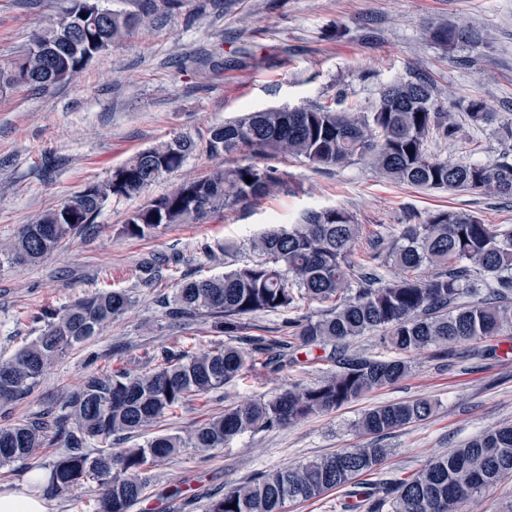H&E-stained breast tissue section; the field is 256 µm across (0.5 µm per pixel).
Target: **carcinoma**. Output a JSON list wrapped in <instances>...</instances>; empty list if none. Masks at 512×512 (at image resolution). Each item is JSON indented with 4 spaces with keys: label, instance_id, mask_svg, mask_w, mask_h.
Here are the masks:
<instances>
[{
    "label": "carcinoma",
    "instance_id": "cac0c4a2",
    "mask_svg": "<svg viewBox=\"0 0 512 512\" xmlns=\"http://www.w3.org/2000/svg\"><path fill=\"white\" fill-rule=\"evenodd\" d=\"M151 6L141 16L112 17L70 41L50 23L7 70L0 69V92L14 85H50L71 79L129 28L151 23ZM429 40L451 54L466 47L484 56L481 32L468 24L439 23ZM468 117L477 126L496 113L473 99ZM454 113L422 78L397 81L381 92L371 112L336 111L328 106L250 112L216 126L204 145L177 135L128 157L112 176L20 226L0 255L12 263L36 262L80 234L101 213L102 198H130L163 174L180 169L197 151L239 154L234 165L201 179L185 180L169 194L130 214L123 232L145 238L169 224H185L221 210L243 207L283 182L269 160L301 158L317 168L367 160L385 178L422 189L468 191L512 198V160L492 165L463 164L428 152L431 139L455 134ZM251 177L248 183L245 177ZM71 211L81 217L71 223ZM361 227L339 209L311 210L302 223L255 237L261 258L222 275L177 283L173 314L180 319L206 315L231 342L206 349H166L148 372L126 370L90 374L63 400L61 413L0 427V466L37 457L47 441L63 448L50 468L47 493L70 491L88 479L103 492L96 512H131L148 496L151 471L184 448L209 454L247 432L285 428L392 386L408 373L401 358L351 352L358 336L383 331L384 347L400 353L434 348L446 357L456 345L512 334V228L486 224L474 214L437 209L417 224H403L387 250L372 247L353 260ZM392 263L408 275L391 283L378 276ZM332 302L319 317L288 321L284 335L244 336L242 317L299 310L305 302ZM131 296L119 290L95 292L45 312V329L30 345L0 359V406L23 398L68 348L82 343L104 324L124 315ZM334 345L329 360L337 370L317 384L288 387L271 398L247 399L197 426L185 436L158 434L144 445L121 446L131 435L156 426L192 399L242 377L257 360L280 367L285 350ZM420 398L369 409L356 423L368 435L383 437L433 414ZM378 443L344 448L295 467L273 468L210 500L206 512H285L290 502L313 500L359 476L369 475L387 456ZM512 475V424L490 428L460 448L426 463L407 478H380L349 493L343 512H465L475 497ZM236 504L231 508L230 504Z\"/></svg>",
    "mask_w": 512,
    "mask_h": 512
}]
</instances>
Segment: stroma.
Wrapping results in <instances>:
<instances>
[{"instance_id":"1","label":"stroma","mask_w":512,"mask_h":512,"mask_svg":"<svg viewBox=\"0 0 512 512\" xmlns=\"http://www.w3.org/2000/svg\"><path fill=\"white\" fill-rule=\"evenodd\" d=\"M68 0H0V67L58 20ZM150 27L133 28L66 83L41 90L19 85L0 93V243L20 225L107 180L133 153L178 134L205 141L212 127L242 113L288 106L330 105L372 111L386 85L420 74L456 114L450 140L428 150L459 163L512 158V137L498 123L475 126L465 112L484 100L512 118V0H179L158 7ZM464 20L481 29L486 57L443 53L425 36L431 22ZM230 157L198 152L129 199L108 201L82 235L34 264L0 265V357L40 336L43 310L75 302L98 289H124L133 300L122 317L85 344L62 354L23 399L0 408V426L60 407L85 376L119 368L148 371L162 349L221 343L207 317L171 318L159 303L180 279L219 275L256 261L251 239L271 224H296L310 210L353 214L362 232L354 252L389 240L398 225L420 222L443 208L477 213L488 224L512 225V198L464 191L417 189L382 178L366 161L317 169L291 159L280 166V190L247 207L173 224L150 237L123 234L128 214L189 178L206 175ZM181 262L152 286L141 263L160 255ZM324 349L296 350L281 372H253L162 422V433H186L246 398L280 388L310 387L334 372ZM408 375L348 405L285 429L247 433L204 456L185 449L157 466L151 496L133 512H169L181 492L183 512H205L215 493L258 473L298 465L367 444L355 430L375 406L430 399L433 414L382 438L386 476H407L428 460L461 447L479 432L512 423V335L458 346L439 358L408 354Z\"/></svg>"}]
</instances>
